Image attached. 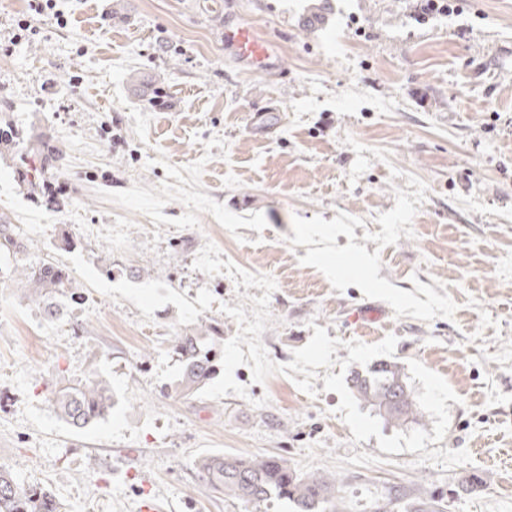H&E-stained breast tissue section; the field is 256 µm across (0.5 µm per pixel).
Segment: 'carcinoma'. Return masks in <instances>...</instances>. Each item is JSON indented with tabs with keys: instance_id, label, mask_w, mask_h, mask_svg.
I'll return each instance as SVG.
<instances>
[{
	"instance_id": "cac0c4a2",
	"label": "carcinoma",
	"mask_w": 512,
	"mask_h": 512,
	"mask_svg": "<svg viewBox=\"0 0 512 512\" xmlns=\"http://www.w3.org/2000/svg\"><path fill=\"white\" fill-rule=\"evenodd\" d=\"M332 10V0H318L302 21L311 17L322 21ZM129 81L137 96L158 108L166 105L163 87L157 80L133 74ZM2 149L15 150L16 161L24 168L22 183L28 190L34 192L45 186L55 161L45 134L26 138L11 126L0 127ZM21 252L16 227L0 215V255L15 257ZM16 271L19 291L41 305L43 314L51 320L59 318L63 301L80 297L69 274L50 260L25 263ZM218 335L220 329L210 325L174 337L173 351L183 364L181 378L174 386L177 396L192 397L215 375L221 360L214 343ZM350 381L359 398L388 422L403 426L419 421L416 398L397 364L379 360L365 372H353ZM51 401L68 424L83 428L112 409L114 395L110 383L97 376L84 383L54 387ZM198 468L208 484L224 491V497L245 505H258L275 496L294 503L297 512H343L337 479L299 474L281 457H205ZM0 512H61V504L46 489L20 485L11 469L0 466Z\"/></svg>"
}]
</instances>
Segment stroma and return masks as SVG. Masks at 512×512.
<instances>
[{"instance_id":"1","label":"stroma","mask_w":512,"mask_h":512,"mask_svg":"<svg viewBox=\"0 0 512 512\" xmlns=\"http://www.w3.org/2000/svg\"><path fill=\"white\" fill-rule=\"evenodd\" d=\"M30 14L0 0V125L48 133L60 151V204L37 203L0 155V214L82 293L60 319L16 289L0 256V466L52 492L62 512H246L202 480L207 456L285 458L338 479L343 512L429 497L444 512H512V0H463L416 16L420 0H335L322 29L311 0H55ZM31 29L18 30L20 20ZM251 24L280 67L255 74L224 51ZM156 73L159 109L126 80ZM273 277L270 358L293 361L314 327L344 343L398 342L459 400L441 448L471 463L445 471L352 443L318 368L315 394L287 375L247 397H176L184 330H239L221 310L234 280L193 268L205 242ZM101 376L110 413L76 429L49 384ZM269 397L267 406L255 399ZM484 480L460 492L467 473Z\"/></svg>"}]
</instances>
